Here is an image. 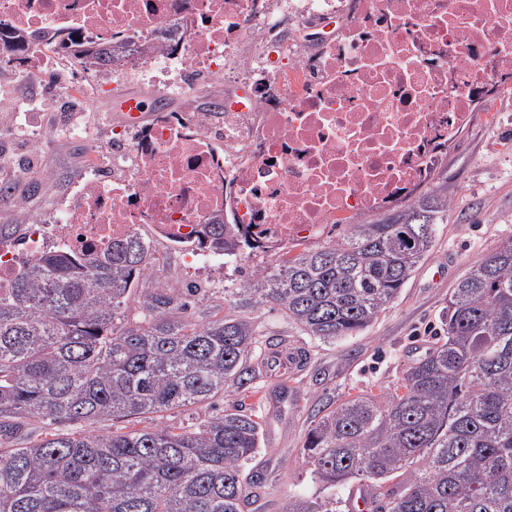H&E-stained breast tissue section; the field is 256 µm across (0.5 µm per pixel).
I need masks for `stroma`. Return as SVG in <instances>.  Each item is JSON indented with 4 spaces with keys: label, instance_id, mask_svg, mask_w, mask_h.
Returning <instances> with one entry per match:
<instances>
[{
    "label": "stroma",
    "instance_id": "35a3bbf8",
    "mask_svg": "<svg viewBox=\"0 0 512 512\" xmlns=\"http://www.w3.org/2000/svg\"><path fill=\"white\" fill-rule=\"evenodd\" d=\"M86 85L91 98L61 100L45 108L57 88ZM193 96L163 95L169 111L192 108L198 97L213 101L232 97L234 82L195 77ZM131 77L99 80L95 71L76 66L56 69L50 81L19 76L14 64L0 62V154L20 155L15 175L5 177L11 190L0 194V218L9 225L7 238L23 240L18 211L51 214L66 203L86 175L84 140L105 137L121 124L111 104L126 95H142ZM448 179L453 208L437 229L427 265L419 266L398 299L371 326L331 343L311 339L269 307L254 312L260 334L286 338L311 354L307 370L297 375L263 376L251 388L229 390L223 403L259 416L261 447L250 469L269 473L270 503L262 512H284L289 495L317 497L299 449L318 409L348 395L393 388L412 360L441 332L448 296L464 273L481 262L500 242L512 237V94H492L472 112L463 136L448 149L440 169ZM163 276L173 287L190 285L200 292L191 311L202 317L224 306L223 287L239 281L236 264L223 259L199 267L181 253L163 255ZM446 263L447 279L430 285L428 264Z\"/></svg>",
    "mask_w": 512,
    "mask_h": 512
}]
</instances>
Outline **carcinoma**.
I'll return each instance as SVG.
<instances>
[{
    "label": "carcinoma",
    "instance_id": "1",
    "mask_svg": "<svg viewBox=\"0 0 512 512\" xmlns=\"http://www.w3.org/2000/svg\"><path fill=\"white\" fill-rule=\"evenodd\" d=\"M0 47L24 65L26 37L0 23ZM87 69L112 50L78 46ZM448 185L350 224L224 286V315L194 320L145 277L134 234L101 256L54 250L0 293V512H244L265 486L244 473L260 448L258 416L226 407L198 424L128 423L213 405L243 388L260 343L252 312L272 305L323 342L354 336L390 308L448 223ZM210 255L250 257L235 225H203ZM110 421L112 431L96 425ZM40 424L41 438L27 428ZM322 504L288 497L285 512H339V490L371 491L368 512H512V238L472 266L448 297L443 335L399 387L323 408L300 448Z\"/></svg>",
    "mask_w": 512,
    "mask_h": 512
}]
</instances>
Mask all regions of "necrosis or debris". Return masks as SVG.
<instances>
[{"label": "necrosis or debris", "mask_w": 512, "mask_h": 512, "mask_svg": "<svg viewBox=\"0 0 512 512\" xmlns=\"http://www.w3.org/2000/svg\"><path fill=\"white\" fill-rule=\"evenodd\" d=\"M288 19L297 34L278 39ZM0 21L66 63L68 36L118 46L102 73L155 94H191L198 73L249 92L217 122L158 110L115 128L119 174L91 171L60 214L28 217L23 246L0 245V290L50 248L96 255L143 227L157 279L160 250L200 261L220 217L269 256L319 239L434 182L489 90L512 91V0H0Z\"/></svg>", "instance_id": "1"}]
</instances>
